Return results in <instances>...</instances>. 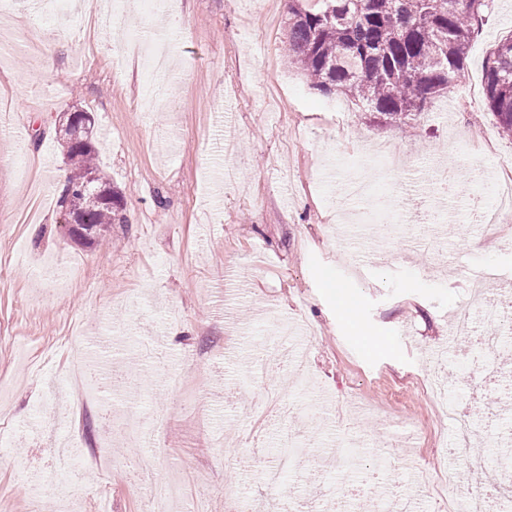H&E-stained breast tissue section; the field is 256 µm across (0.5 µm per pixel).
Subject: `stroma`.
Segmentation results:
<instances>
[{
	"mask_svg": "<svg viewBox=\"0 0 512 512\" xmlns=\"http://www.w3.org/2000/svg\"><path fill=\"white\" fill-rule=\"evenodd\" d=\"M112 7L101 0L90 21L72 0L48 21L50 71L30 46L40 0L0 14V508L144 512L154 481L176 487L175 512L202 500L225 512L228 486L262 512H399L414 500L433 512L437 491L414 473L447 471L456 431L429 375L459 378L481 427L470 457L512 449V246L477 220L512 169V138L461 86L407 123L353 104L333 112L339 94L314 89L284 55V0H163L183 26L144 115L134 104L150 63L124 39L163 36L162 18L128 0L117 27ZM511 34L512 0H487L463 84H482ZM75 110L94 115L99 163L122 198L124 221L100 245L71 240L58 203L69 165L55 120ZM441 164L447 192L431 176ZM363 249L383 258L360 276ZM480 268L502 301L493 321L473 302ZM340 286L383 346L339 320ZM464 310L502 341L490 374L469 344L439 353ZM75 335L141 385L96 391L71 424ZM283 347L312 381L276 369L265 383L274 408L256 420L242 373ZM108 419L137 420L152 439L105 434ZM285 432L299 453L271 488ZM69 436L74 467L61 474L51 443Z\"/></svg>",
	"mask_w": 512,
	"mask_h": 512,
	"instance_id": "obj_1",
	"label": "stroma"
}]
</instances>
